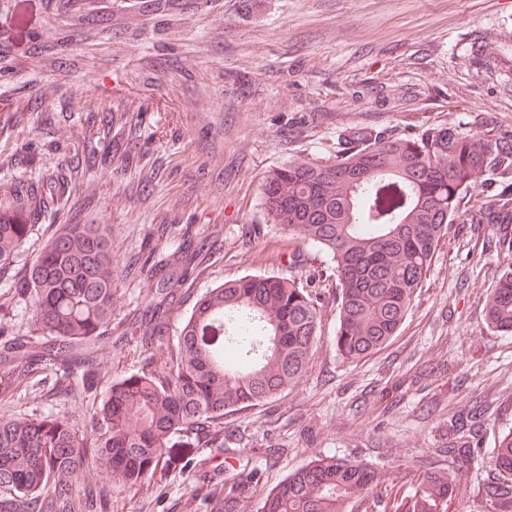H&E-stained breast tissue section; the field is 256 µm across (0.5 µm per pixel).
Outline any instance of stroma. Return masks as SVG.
Returning <instances> with one entry per match:
<instances>
[{
    "mask_svg": "<svg viewBox=\"0 0 512 512\" xmlns=\"http://www.w3.org/2000/svg\"><path fill=\"white\" fill-rule=\"evenodd\" d=\"M491 116L512 134V0H0V202L44 186L75 148L112 129V154L73 170L69 188L0 263V332L44 345L28 296L10 288L63 224L112 230V323L97 353L109 381L163 367L126 330L157 298L128 274L155 253L180 273V253L216 240L165 321L182 320L206 289L245 274L293 273L302 242L261 207L270 169L294 155L325 160L349 128L412 135L431 124L471 128ZM23 163H14V156ZM188 228L158 237L156 228ZM512 226L453 224L419 299L381 351L358 363L336 353V294L323 296L322 336L304 376L266 403L224 417L225 465L169 470L164 490H136L93 469L112 512H216L232 476L256 475L238 512L316 454L375 465L414 491L447 467L448 418L489 398L477 460L459 466L457 512H487L473 494L493 468L494 439L512 428V336L493 333L484 305L512 257L488 240ZM92 397L34 378L0 400V420L52 412L95 436Z\"/></svg>",
    "mask_w": 512,
    "mask_h": 512,
    "instance_id": "35a3bbf8",
    "label": "stroma"
}]
</instances>
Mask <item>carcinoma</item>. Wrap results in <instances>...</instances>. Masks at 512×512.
Returning <instances> with one entry per match:
<instances>
[{"mask_svg": "<svg viewBox=\"0 0 512 512\" xmlns=\"http://www.w3.org/2000/svg\"><path fill=\"white\" fill-rule=\"evenodd\" d=\"M446 124L412 136L371 126L353 128L334 159H291L267 173L261 206L275 224L328 262L305 278L246 274L209 288L187 315L166 367L145 369L99 393L101 369L92 357L112 323V239L105 224H63L25 279L38 330L51 337L37 347L4 342L0 380L17 390L33 373L71 381L98 396L95 437L88 441L58 414L0 420V512H110L106 487H76L93 467L135 489L171 464L195 469L202 461L173 457L200 433L224 447V415L269 401L305 374L321 336V293L336 284V351L359 361L384 348L420 297L433 259L452 225L512 224V134L490 135ZM495 190L486 203L477 190L487 176ZM48 212L43 198L19 184L0 206V262L29 236L32 219ZM141 273L159 277L160 300L146 324L145 345L163 348V266L148 254ZM486 321L512 335V264L486 299ZM483 410L448 419V464L471 459L481 445ZM452 474L423 476L409 494L384 486L373 467L356 459L319 456L288 475L257 512H448L455 503ZM489 512H512V429L495 438L494 474L479 482Z\"/></svg>", "mask_w": 512, "mask_h": 512, "instance_id": "1", "label": "carcinoma"}]
</instances>
